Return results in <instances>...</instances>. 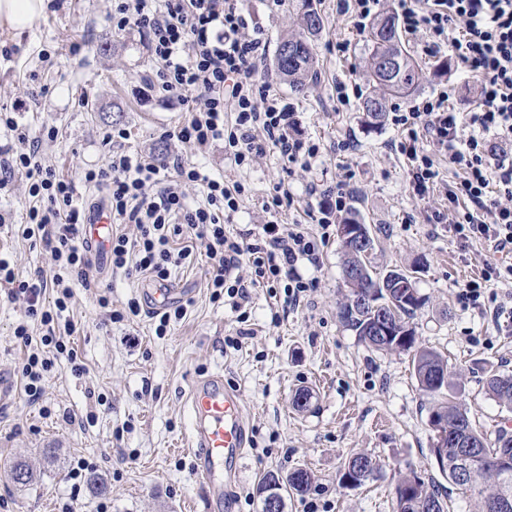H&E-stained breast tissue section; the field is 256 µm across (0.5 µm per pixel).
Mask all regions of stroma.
<instances>
[{
	"label": "stroma",
	"instance_id": "obj_1",
	"mask_svg": "<svg viewBox=\"0 0 512 512\" xmlns=\"http://www.w3.org/2000/svg\"><path fill=\"white\" fill-rule=\"evenodd\" d=\"M248 8L269 47L293 29L289 0H248ZM319 9L325 29L317 44V80L304 93L292 92L275 74L270 56L257 77L293 104L298 130L319 143L320 160L307 171L284 167L270 153L241 168L219 145L195 160L204 172L244 185L229 225L234 233L263 224L262 202L278 184L294 195L282 221L306 225L308 184L346 182L350 205L375 232L376 271L402 269L417 279L424 300L413 319L418 346L436 350L460 371L459 402L479 429L496 433L512 424V411L487 396L486 379L493 370L512 372V327L484 319L458 299L490 254L482 242L461 244L447 225L426 221L445 207L441 186L454 181L456 172L439 160L440 187L416 197L406 158L390 148L397 136L391 122L369 123L358 98L337 106V82L366 84L369 34L337 16L336 0H319ZM111 11L112 0H49L30 29L17 34L0 28V110L17 113L35 129L55 127L57 136L44 140L43 153L68 178L102 162L103 136L116 124L129 131L130 152L151 156L159 143L169 154L181 149L165 137L185 117L180 101L150 85L153 64L145 39L134 30L114 36L106 21ZM105 39L106 53L100 49ZM341 40L349 45L343 54L336 49ZM403 43L426 73L421 93L451 78L460 102L472 99L474 89L460 65L441 73L448 51L430 55L411 38ZM42 50L50 61L39 60ZM346 140L354 150L338 151ZM0 253L22 273L50 265L41 245L3 230ZM342 259L338 237L330 236L317 264L298 265L315 281L310 304L288 313L283 296L255 288L238 312L211 300L204 286L206 257L195 252L189 266L171 275L183 290L187 314L164 336L155 335L149 311L114 322L94 294L77 288L69 315L81 328L70 344L88 373L74 375L58 359L34 406L16 384L25 352L13 330L24 307L0 299V370L15 381L10 399L0 405V512H58L77 459L91 463L92 476L110 487L101 500L82 491L81 512H97L102 502L108 512H204L195 460L185 449L186 392L197 376L214 372L223 373L246 412L248 441L232 492L234 512H261L258 486L270 471L303 468L315 478L309 494L287 498L286 512H396L399 475L414 471L446 484L431 452L430 399L414 376L411 353L374 351L338 317ZM230 337L238 347L227 345ZM301 389L313 398L309 408L297 410L291 399ZM358 452L376 458L382 470L362 486L343 487L340 472ZM19 456L37 470L33 484L10 479L8 465Z\"/></svg>",
	"mask_w": 512,
	"mask_h": 512
}]
</instances>
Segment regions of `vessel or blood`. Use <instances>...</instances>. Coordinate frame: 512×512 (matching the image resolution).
Listing matches in <instances>:
<instances>
[{"label": "vessel or blood", "instance_id": "obj_1", "mask_svg": "<svg viewBox=\"0 0 512 512\" xmlns=\"http://www.w3.org/2000/svg\"><path fill=\"white\" fill-rule=\"evenodd\" d=\"M112 232V220L99 212L87 228V238L102 248ZM150 310L162 309L176 298L170 284L149 286ZM187 403L191 414L190 442L196 472L204 490L208 512H230L228 487L239 477V462L247 444V422L239 394L225 387L221 374H212L193 382Z\"/></svg>", "mask_w": 512, "mask_h": 512}]
</instances>
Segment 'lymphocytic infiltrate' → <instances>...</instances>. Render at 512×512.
I'll list each match as a JSON object with an SVG mask.
<instances>
[{
	"label": "lymphocytic infiltrate",
	"mask_w": 512,
	"mask_h": 512,
	"mask_svg": "<svg viewBox=\"0 0 512 512\" xmlns=\"http://www.w3.org/2000/svg\"><path fill=\"white\" fill-rule=\"evenodd\" d=\"M397 18L406 34L421 38L426 53L450 49L471 73L475 96L467 112L453 104L455 90L448 83L418 97L408 111L393 110L391 122L403 136L397 152L407 156L412 189L425 197L437 185L434 154L446 157L458 173L446 184L447 208L428 216L431 224L447 225L461 242L479 240L490 253H512V164L496 161L487 146L495 137L499 151L512 148V0H397ZM115 34L135 30L148 38L147 50L156 64L152 85L177 97L187 120L171 136L191 147L224 145V154L244 166L275 151L286 164L311 168L320 146L296 133L292 104L270 85L257 81L256 69L266 55L267 41L260 26L251 22L245 0H116L110 16ZM0 126L12 134L6 162L0 166V191L16 172L28 180L31 203L17 235L42 244L51 257L50 269L20 275L14 264L0 256V288L9 301H23L25 312L14 336L27 351L22 365L23 390L30 402L43 393V379L66 355L73 374L85 366L69 348L72 322H61L74 297L75 287H98L92 246L84 234L85 210L77 204L78 186L105 187L107 209L121 223L134 225L136 236L113 234L107 254L113 272L133 278L148 275L168 280L173 269L190 261L195 247L208 259L205 283L212 301L245 308L254 288L282 290L290 308L304 304L315 282L301 276L299 261L317 263L334 218L347 207L343 185H310V196H324L313 214L321 229L314 236L299 224L276 219L293 199L275 187L263 203L269 219L254 232H226L240 208L245 191L241 183L225 184L223 177L201 173L181 155L158 162L131 154L124 147L125 129L108 132L104 164L83 170L78 180L59 175L39 154L42 137H54V128L37 136L9 112L0 113ZM200 188V199L188 204L184 188ZM186 238L183 247L174 241ZM251 279L239 275L241 265ZM512 284V264L486 263L478 278L468 281L461 300L479 315L500 321L505 301L493 292L495 284ZM53 294L45 303V294ZM39 321L32 334L30 321Z\"/></svg>",
	"instance_id": "obj_1"
}]
</instances>
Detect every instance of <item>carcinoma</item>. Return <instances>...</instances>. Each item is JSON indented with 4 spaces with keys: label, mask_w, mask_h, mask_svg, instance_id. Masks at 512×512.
<instances>
[{
    "label": "carcinoma",
    "mask_w": 512,
    "mask_h": 512,
    "mask_svg": "<svg viewBox=\"0 0 512 512\" xmlns=\"http://www.w3.org/2000/svg\"><path fill=\"white\" fill-rule=\"evenodd\" d=\"M297 30L285 33L279 39L276 54L275 68L278 75L294 90H304L307 82L317 79L318 62L316 53V40L325 27V21L321 15L315 0H298L297 5ZM369 55L365 64V76L367 81V93L363 101V111L371 123L382 122L386 114V103L392 97L404 98L414 93L424 79L422 67L402 46L395 23V18L389 14L378 16L370 28ZM395 55L399 64L392 76H386L381 59L387 54ZM370 253L362 255L350 250H344L343 267L357 264L366 266V273L351 283H343L346 288L345 297H350L357 292H371L376 295V300L384 301L393 306L397 320L396 329L400 332L408 331L415 335V330L409 326L415 310L400 304V289L390 287L394 272L390 271L383 276L371 274V251L375 250V237L369 238ZM339 318L347 329L353 331L359 341H365L363 335L364 326L369 323L371 310H366L359 315H353L339 307ZM413 370L415 378L426 395L433 400L430 414H439L448 418V434L456 433L458 423H463L468 431V437L474 440L487 439L485 432L473 424L468 411L463 409L456 401V394L460 386V376L452 369L439 353L428 348L420 347L413 357ZM487 393L501 406L512 410V374L493 372L487 379ZM497 446L486 443V452L478 460L481 470L482 486L477 490H468L466 494L477 496L482 501L494 497L499 492L500 474L497 471ZM362 464V468L342 473L341 477H349L361 485L377 477L380 472L379 463L370 455L359 453L352 460V464ZM10 474L14 483L27 485L33 479V470L24 459H16L10 466ZM314 477L304 469H295L283 476L277 472H268L262 478L259 492L268 489L275 491L279 500L280 512H285L286 498L288 494L303 496L307 494L313 485ZM398 484L412 490L417 499L403 506L398 512H425V502L432 500L437 503V512H447V505L439 490L428 484L415 472H410L398 480Z\"/></svg>",
    "instance_id": "carcinoma-1"
}]
</instances>
